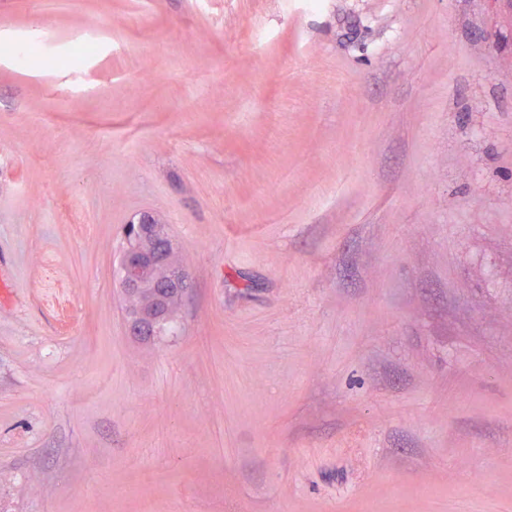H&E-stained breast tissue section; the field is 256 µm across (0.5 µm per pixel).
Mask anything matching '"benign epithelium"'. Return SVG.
I'll list each match as a JSON object with an SVG mask.
<instances>
[{
	"label": "benign epithelium",
	"mask_w": 512,
	"mask_h": 512,
	"mask_svg": "<svg viewBox=\"0 0 512 512\" xmlns=\"http://www.w3.org/2000/svg\"><path fill=\"white\" fill-rule=\"evenodd\" d=\"M134 232L126 240L121 267V291L138 293L152 285L153 302L125 316L129 336L143 342L155 340L159 326L170 319L171 300L184 297L191 288L189 274L174 264L176 243L168 225L149 212H143L129 223Z\"/></svg>",
	"instance_id": "1"
}]
</instances>
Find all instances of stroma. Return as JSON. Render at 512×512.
I'll list each match as a JSON object with an SVG mask.
<instances>
[{
  "label": "stroma",
  "instance_id": "obj_1",
  "mask_svg": "<svg viewBox=\"0 0 512 512\" xmlns=\"http://www.w3.org/2000/svg\"><path fill=\"white\" fill-rule=\"evenodd\" d=\"M493 26L485 0H0L44 41L0 58V512H512ZM143 211L192 281L150 343L115 279Z\"/></svg>",
  "mask_w": 512,
  "mask_h": 512
}]
</instances>
